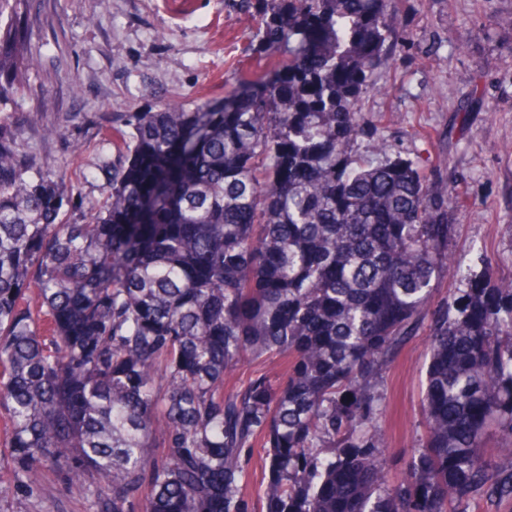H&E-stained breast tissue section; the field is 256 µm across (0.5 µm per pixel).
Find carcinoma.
Wrapping results in <instances>:
<instances>
[{
	"mask_svg": "<svg viewBox=\"0 0 512 512\" xmlns=\"http://www.w3.org/2000/svg\"><path fill=\"white\" fill-rule=\"evenodd\" d=\"M31 0H0V105ZM392 0H241L288 60L224 102L128 112L84 200L0 118V471L90 512H478L512 500V277L448 258L455 186L358 153L357 105L403 43ZM459 287L433 301L438 283ZM428 336L424 426L389 481L385 375ZM276 361L231 390L244 362ZM495 432L504 453L482 451ZM261 449L260 481L248 458Z\"/></svg>",
	"mask_w": 512,
	"mask_h": 512,
	"instance_id": "cac0c4a2",
	"label": "carcinoma"
}]
</instances>
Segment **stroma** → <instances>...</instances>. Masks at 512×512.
<instances>
[{"label":"stroma","mask_w":512,"mask_h":512,"mask_svg":"<svg viewBox=\"0 0 512 512\" xmlns=\"http://www.w3.org/2000/svg\"><path fill=\"white\" fill-rule=\"evenodd\" d=\"M389 17L405 40L358 110L392 151L422 157L427 176L457 181L453 260L466 267L481 254L497 274L512 273V0H396ZM28 22L32 69L7 109L38 112L19 144L88 205L106 193L114 121L170 102L191 112L223 101L259 64L255 17L239 0H32ZM477 90L482 107L460 111ZM50 125L67 137L46 136ZM427 364L421 333L387 372L380 424L393 481L423 431ZM43 481L52 496L30 502L0 474V512H87L63 476L47 471Z\"/></svg>","instance_id":"stroma-1"}]
</instances>
